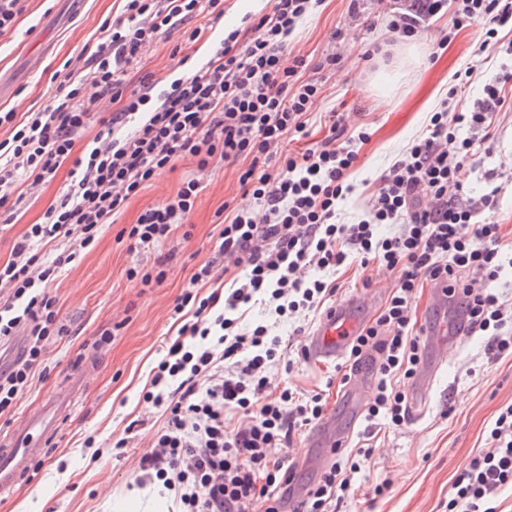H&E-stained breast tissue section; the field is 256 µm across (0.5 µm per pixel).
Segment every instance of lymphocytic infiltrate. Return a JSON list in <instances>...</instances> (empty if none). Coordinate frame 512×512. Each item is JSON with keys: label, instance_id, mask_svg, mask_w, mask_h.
<instances>
[{"label": "lymphocytic infiltrate", "instance_id": "f902f5d3", "mask_svg": "<svg viewBox=\"0 0 512 512\" xmlns=\"http://www.w3.org/2000/svg\"><path fill=\"white\" fill-rule=\"evenodd\" d=\"M322 0H270L271 9L245 30L222 38L205 66L158 91L150 77L129 86L126 73L161 36L183 31L185 44L206 37L202 15L221 18L224 0H124L103 25V40L86 58L81 77L65 75L45 108L16 120L1 112L0 209L22 205L35 188L70 164L69 182L39 223L15 239L0 263V345L22 341L20 355L0 367V415L11 412L37 373L47 348L69 328L49 289L66 262L94 246L103 225L165 168L192 158L198 169L213 160H246L238 182L254 205L233 210L219 234L218 256L245 274L227 293L201 296L197 285L213 275L202 265L177 300L175 312L191 310L153 369L145 400L161 407L164 425L150 454L139 463V484L161 482L178 512H336L352 486L346 461L369 459L365 448H346L324 469L305 497L284 510L295 469L275 449L289 447L296 431L318 424L322 393L296 395L277 389L267 373L285 360L280 337L268 324L241 328L243 309L259 305L277 317L311 315L336 293L334 282L309 276L312 268L339 271L348 261L376 262L398 274L380 314L350 342L349 374L372 361L377 394L368 420L403 425L410 406L401 385L415 376L422 344L413 302L424 282L448 286L449 301L467 317V335L489 337L498 352H512V309L495 286L512 256L501 245L500 225L480 221L495 192L472 199L463 179L470 156L484 150L494 112L507 103V76L486 81L480 97L464 106L449 88L446 107L433 112L417 138L381 176L365 215L340 223L337 206L352 191L348 177L366 131L349 132L333 121L329 133L304 152L281 154L285 140L308 138L306 116L320 94L302 79L304 59L285 64L291 37ZM447 0H401L391 32L411 39ZM488 22L487 37L512 21V0H459L453 25ZM118 102L104 130L83 151L75 144L103 98ZM277 173L268 166L276 156ZM200 183L185 179L177 193L146 207L127 231L131 247L167 240L174 226L189 223ZM395 225L392 235L377 233ZM65 242L63 258L43 249ZM241 415L232 424L229 415ZM489 448L457 472L446 512H497L500 491L512 486V404L502 407L489 433Z\"/></svg>", "mask_w": 512, "mask_h": 512}]
</instances>
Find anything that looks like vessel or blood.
Returning a JSON list of instances; mask_svg holds the SVG:
<instances>
[{
  "mask_svg": "<svg viewBox=\"0 0 512 512\" xmlns=\"http://www.w3.org/2000/svg\"><path fill=\"white\" fill-rule=\"evenodd\" d=\"M361 311L350 301L329 311L310 338L306 352L319 364L336 360L361 326ZM84 381L83 372L71 377V388L57 394L40 408L26 413L0 448V495L10 492L27 476L32 461L57 431L72 403V391Z\"/></svg>",
  "mask_w": 512,
  "mask_h": 512,
  "instance_id": "1",
  "label": "vessel or blood"
}]
</instances>
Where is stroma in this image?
<instances>
[{
  "instance_id": "stroma-1",
  "label": "stroma",
  "mask_w": 512,
  "mask_h": 512,
  "mask_svg": "<svg viewBox=\"0 0 512 512\" xmlns=\"http://www.w3.org/2000/svg\"><path fill=\"white\" fill-rule=\"evenodd\" d=\"M348 5L349 0H324L292 37L288 54L303 57V79L320 86L309 116L313 139L324 137L333 112L341 113L349 128L370 134L349 177L354 190L340 206L341 222L351 224L365 214L380 177L424 132L431 112L460 73L469 75L464 90L472 100L501 67H512V23L500 27L491 43L480 23L449 35L457 0H448L422 34L407 41L393 38L388 30L395 0H363L356 14ZM121 7V0H27L13 31L0 37V111L20 116L48 105L65 61L96 47L103 22ZM268 10L265 0H224V15L214 22L210 41L240 27L243 17ZM443 38L448 41L444 47L439 44ZM181 41L177 30L147 47L130 70V80L148 74L164 89L207 61L210 41L187 46L190 59L185 64L173 53ZM369 49L374 52L370 58L365 55ZM328 54L335 55V68L317 70ZM35 58L40 61L36 67L31 64ZM505 93L509 104L492 117L489 153H478L464 168V179L476 192L487 186L489 173L512 170V82ZM239 169V164L217 160L205 173L190 228L174 229L163 246L174 258L162 284L149 288L128 277L129 269L151 265L156 252L130 250L119 233L136 222L142 209L173 196L195 174L190 158L145 185L114 223L103 225L94 248L62 267L50 289L70 331L49 345L46 370L35 377L13 413L0 416V435L64 388L74 371L85 366L89 374L69 419L35 459L28 478L0 496V512H173L171 494L160 485L138 482V462L150 453L164 423L162 409L146 402L142 393L163 354L164 339L176 336L184 323L174 311L178 296L198 266L213 256L221 230L218 211L226 204L254 205L239 187ZM66 178V170H59L12 225L0 231V263L28 225L39 222ZM397 278V272L375 263L364 268L351 264L337 277L332 304L371 295V309L379 311ZM316 325L312 318L271 320L273 333L282 337L294 360L292 370L280 365L270 369L274 385L304 395L328 390L334 365H316L301 353ZM107 330L114 333L111 342L99 344ZM328 392L326 411L348 432L350 445L370 450L368 463L354 476V493L336 512H440L456 471L486 448L499 409L512 403V353L493 351L484 336L451 337L447 365L425 401L399 427L356 418L345 396ZM129 425L134 437L127 447H118ZM315 435V429L303 428L283 453L295 464V483L303 488L318 479L327 458ZM383 481L388 484L384 495L372 497L374 485Z\"/></svg>"
}]
</instances>
